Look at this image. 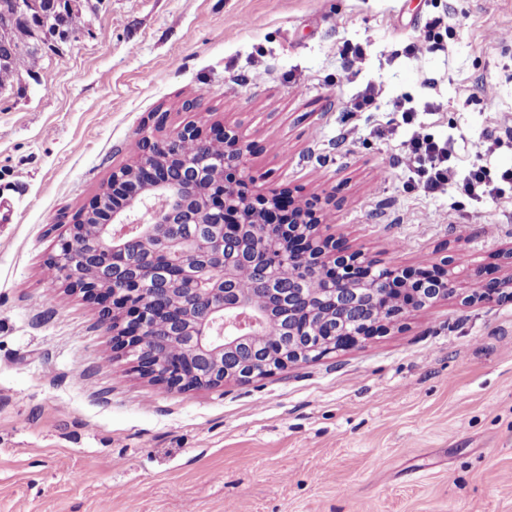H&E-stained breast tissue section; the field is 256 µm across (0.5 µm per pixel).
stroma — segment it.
<instances>
[{"label":"stroma","mask_w":512,"mask_h":512,"mask_svg":"<svg viewBox=\"0 0 512 512\" xmlns=\"http://www.w3.org/2000/svg\"><path fill=\"white\" fill-rule=\"evenodd\" d=\"M83 19L0 89V512H512V299L464 300L512 276V185L407 190L399 139L372 134L404 101L460 171L512 168V0H102ZM188 124L235 128L253 193L316 203L344 253L453 269L461 295L247 382L141 374L45 265L130 142Z\"/></svg>","instance_id":"1"}]
</instances>
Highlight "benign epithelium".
Segmentation results:
<instances>
[{"label":"benign epithelium","mask_w":512,"mask_h":512,"mask_svg":"<svg viewBox=\"0 0 512 512\" xmlns=\"http://www.w3.org/2000/svg\"><path fill=\"white\" fill-rule=\"evenodd\" d=\"M101 0H50L47 9L34 12L28 0H14V17L27 21L43 34L54 27L50 18L63 20L71 36H76L83 21V14L97 10ZM185 139L197 142L205 152L212 141L204 138L200 129L186 125L156 141H140L136 165L112 173L107 187L98 194L92 204L74 223L67 225L66 234L58 240L57 248L47 263L64 264L63 274L67 284L83 293L111 302L101 310L104 323L122 327L116 334L117 346L136 356L141 371L168 388L216 387L226 381L245 382L253 373L229 369L224 358L235 353L239 339L252 333L262 321L261 311L245 301L234 288L229 271L224 267V239L236 235L239 228L250 222H261L260 206L245 198L243 185L249 176L245 165L246 146L237 132L224 129L223 178L212 184L207 191L193 189L192 173L186 165L162 162V157L175 155L179 143ZM127 190V205L106 215L99 224L100 243L91 251L99 267L113 273L127 262V248L140 238H151L150 264L159 275L158 287L153 295H147L143 281L128 278L119 283H109L96 278H80L77 254L85 253L82 225L85 220L101 209L102 200L108 195ZM193 203L194 209L219 221L221 230L210 236H182L174 217L186 211ZM306 224L282 225L288 234L297 232L308 241L304 257L314 255L320 263L337 259L348 265H361L374 271L377 264L362 252L336 255L333 243L320 239L317 227L322 223L315 212ZM444 287L432 297L436 303L457 292L456 276L451 270L442 274ZM183 292L194 301L201 302L195 313L185 317L191 327V352L171 363H160L154 351L146 345L145 333L161 321H175L181 312L166 304L165 297L173 292ZM326 300L342 309L343 317L350 318L351 343L355 344L370 336L381 323L401 316L394 308L386 316L372 321L361 312L360 294L354 288H329ZM308 351L288 355L280 352L265 369L272 372L305 360Z\"/></svg>","instance_id":"benign-epithelium-1"}]
</instances>
